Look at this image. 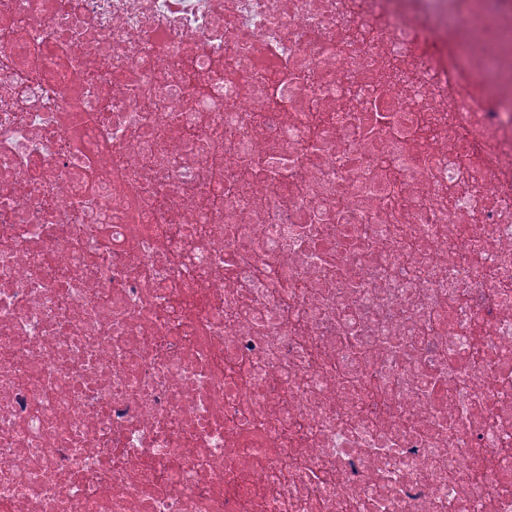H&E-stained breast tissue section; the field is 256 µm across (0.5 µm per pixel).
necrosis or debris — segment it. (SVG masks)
Instances as JSON below:
<instances>
[{"label": "necrosis or debris", "mask_w": 512, "mask_h": 512, "mask_svg": "<svg viewBox=\"0 0 512 512\" xmlns=\"http://www.w3.org/2000/svg\"><path fill=\"white\" fill-rule=\"evenodd\" d=\"M0 512H512V0H0Z\"/></svg>", "instance_id": "4bbe7bcc"}]
</instances>
